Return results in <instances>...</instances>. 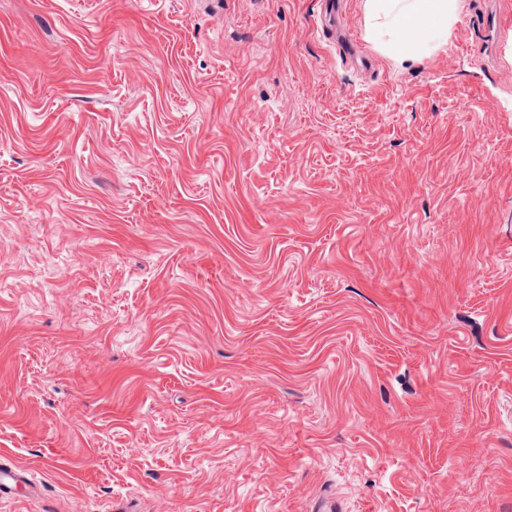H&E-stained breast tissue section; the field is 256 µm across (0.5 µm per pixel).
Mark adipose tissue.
Returning <instances> with one entry per match:
<instances>
[{
	"label": "adipose tissue",
	"mask_w": 512,
	"mask_h": 512,
	"mask_svg": "<svg viewBox=\"0 0 512 512\" xmlns=\"http://www.w3.org/2000/svg\"><path fill=\"white\" fill-rule=\"evenodd\" d=\"M465 0H363L367 38L404 66L445 46Z\"/></svg>",
	"instance_id": "ef3b65f1"
}]
</instances>
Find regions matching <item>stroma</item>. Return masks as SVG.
I'll return each instance as SVG.
<instances>
[{"instance_id": "35a3bbf8", "label": "stroma", "mask_w": 512, "mask_h": 512, "mask_svg": "<svg viewBox=\"0 0 512 512\" xmlns=\"http://www.w3.org/2000/svg\"><path fill=\"white\" fill-rule=\"evenodd\" d=\"M320 12L0 0V512H512V0ZM465 0H363L367 38L398 66L424 58L448 43ZM27 472L5 457L0 460V498L20 499L32 494Z\"/></svg>"}]
</instances>
